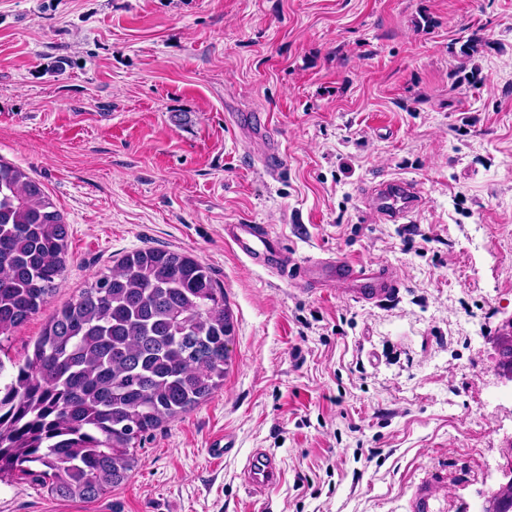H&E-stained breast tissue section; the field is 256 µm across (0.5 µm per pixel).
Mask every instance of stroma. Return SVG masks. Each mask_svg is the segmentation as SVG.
I'll return each instance as SVG.
<instances>
[{
  "instance_id": "obj_1",
  "label": "stroma",
  "mask_w": 512,
  "mask_h": 512,
  "mask_svg": "<svg viewBox=\"0 0 512 512\" xmlns=\"http://www.w3.org/2000/svg\"><path fill=\"white\" fill-rule=\"evenodd\" d=\"M0 160L69 226L60 286L8 357L146 248L209 267L234 324L223 387L147 435L124 484L63 499L17 477L0 512H410L430 475L439 512H485L511 479L512 0H0ZM388 178L421 192L406 223L367 198ZM228 224L402 288L307 294L226 247ZM258 450L281 469L261 495ZM244 474L249 492H265L277 482L279 468L274 459L262 451H256L248 459Z\"/></svg>"
}]
</instances>
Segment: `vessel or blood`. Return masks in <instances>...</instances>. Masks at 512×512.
Returning a JSON list of instances; mask_svg holds the SVG:
<instances>
[{"mask_svg":"<svg viewBox=\"0 0 512 512\" xmlns=\"http://www.w3.org/2000/svg\"><path fill=\"white\" fill-rule=\"evenodd\" d=\"M378 214L383 221L403 220L417 202L414 185L403 179H388L373 190ZM224 244L251 263L286 279H296L312 294L329 288L343 287L362 303L376 305L400 292V282L385 267L340 257L298 263L280 243L278 235L262 224H228L224 227ZM250 492H264L276 483L279 468L274 459L255 452L245 466Z\"/></svg>","mask_w":512,"mask_h":512,"instance_id":"1","label":"vessel or blood"}]
</instances>
